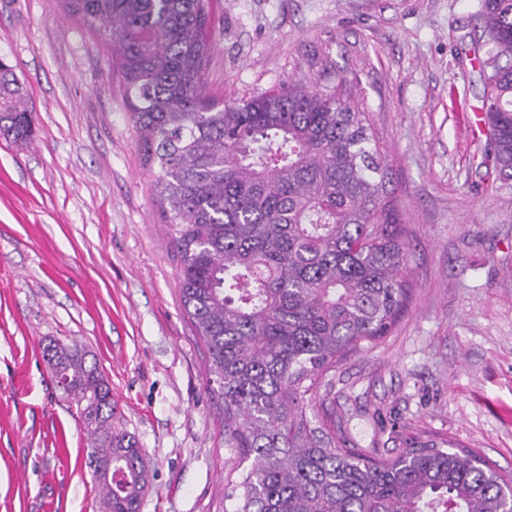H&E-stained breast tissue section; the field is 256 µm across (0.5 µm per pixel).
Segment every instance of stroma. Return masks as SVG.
<instances>
[{
    "label": "stroma",
    "instance_id": "1",
    "mask_svg": "<svg viewBox=\"0 0 512 512\" xmlns=\"http://www.w3.org/2000/svg\"><path fill=\"white\" fill-rule=\"evenodd\" d=\"M479 0H213L206 89L239 100L317 60L344 69L385 148L411 299L314 401L375 457L448 441L512 478V185L481 165ZM0 58L34 136L0 137V512H99L90 437L43 349L77 341L152 468L140 512H231L243 469L186 314L179 260L103 42L61 0H0Z\"/></svg>",
    "mask_w": 512,
    "mask_h": 512
}]
</instances>
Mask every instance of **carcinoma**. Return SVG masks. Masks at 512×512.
Here are the masks:
<instances>
[{
  "mask_svg": "<svg viewBox=\"0 0 512 512\" xmlns=\"http://www.w3.org/2000/svg\"><path fill=\"white\" fill-rule=\"evenodd\" d=\"M117 56L128 116L158 167L184 308L224 398V435L249 463L234 512H512V482L480 454L423 442L386 459L308 416L324 379L377 344L409 297V249L384 148L351 81L302 74L278 90L206 92L212 0H63ZM483 163L512 180V0H480ZM24 82L0 60V135L33 137ZM109 476L102 512H139L150 464L112 426V388L85 347L45 349Z\"/></svg>",
  "mask_w": 512,
  "mask_h": 512,
  "instance_id": "carcinoma-1",
  "label": "carcinoma"
}]
</instances>
